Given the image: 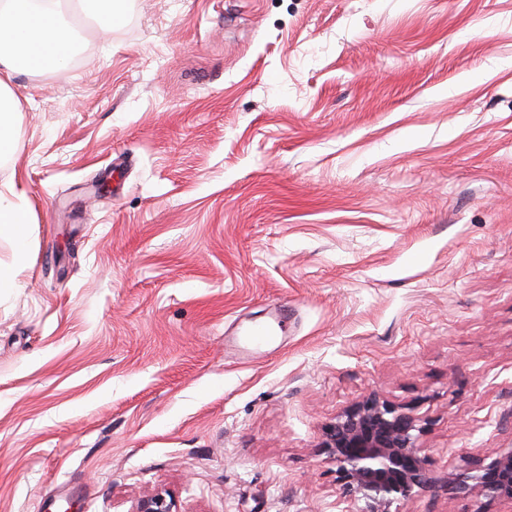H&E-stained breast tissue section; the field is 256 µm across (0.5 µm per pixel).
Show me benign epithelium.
<instances>
[{
    "label": "benign epithelium",
    "mask_w": 512,
    "mask_h": 512,
    "mask_svg": "<svg viewBox=\"0 0 512 512\" xmlns=\"http://www.w3.org/2000/svg\"><path fill=\"white\" fill-rule=\"evenodd\" d=\"M420 420L406 408L373 395L336 416L322 444L336 466L339 499L350 512H393L429 484L419 438ZM448 493L512 502V448L460 474ZM134 512H179L174 497L157 492Z\"/></svg>",
    "instance_id": "benign-epithelium-1"
}]
</instances>
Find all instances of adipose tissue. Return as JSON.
I'll return each mask as SVG.
<instances>
[{"label": "adipose tissue", "mask_w": 512, "mask_h": 512, "mask_svg": "<svg viewBox=\"0 0 512 512\" xmlns=\"http://www.w3.org/2000/svg\"><path fill=\"white\" fill-rule=\"evenodd\" d=\"M53 6L37 8L33 0H8L0 8V157L14 148L8 116L14 105L7 94L8 79L19 62L34 70L59 66L70 45L69 30L60 25Z\"/></svg>", "instance_id": "1"}]
</instances>
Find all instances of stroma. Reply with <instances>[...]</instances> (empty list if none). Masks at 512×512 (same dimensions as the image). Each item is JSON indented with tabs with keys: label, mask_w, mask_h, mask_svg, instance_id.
Masks as SVG:
<instances>
[{
	"label": "stroma",
	"mask_w": 512,
	"mask_h": 512,
	"mask_svg": "<svg viewBox=\"0 0 512 512\" xmlns=\"http://www.w3.org/2000/svg\"><path fill=\"white\" fill-rule=\"evenodd\" d=\"M9 81L0 512H336L326 427L429 485L512 448V0H115ZM288 312L286 331L250 329ZM6 192L17 199L13 201L7 197L4 191H0V236L4 233L18 236L21 232L22 215L25 203L12 187H6ZM409 408L373 395L336 416L322 444L336 466L340 502L349 512H396L429 484L419 438L420 420ZM134 512H179V508L171 494L157 492L141 499Z\"/></svg>",
	"instance_id": "1"
}]
</instances>
